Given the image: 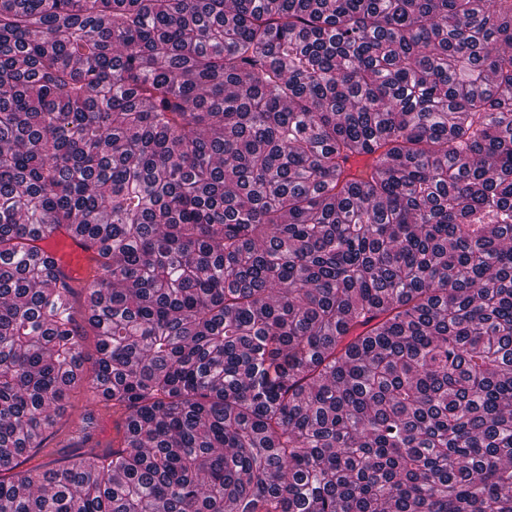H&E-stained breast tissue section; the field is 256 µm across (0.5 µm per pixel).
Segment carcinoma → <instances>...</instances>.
<instances>
[{
  "label": "carcinoma",
  "mask_w": 512,
  "mask_h": 512,
  "mask_svg": "<svg viewBox=\"0 0 512 512\" xmlns=\"http://www.w3.org/2000/svg\"><path fill=\"white\" fill-rule=\"evenodd\" d=\"M0 512H512V0H0ZM84 242L65 232L59 233L48 241L46 252L56 268L69 277L85 279L94 264L95 253ZM69 397V402L75 406L74 410H69V412H72V416L69 419L65 417L58 423L55 435L47 442L48 448H53L56 452L53 456L44 458L42 461L61 460L75 449L82 447L80 435L76 432L73 420H78V415L83 412L84 408H92L89 403L90 394L85 383L71 390Z\"/></svg>",
  "instance_id": "cac0c4a2"
}]
</instances>
